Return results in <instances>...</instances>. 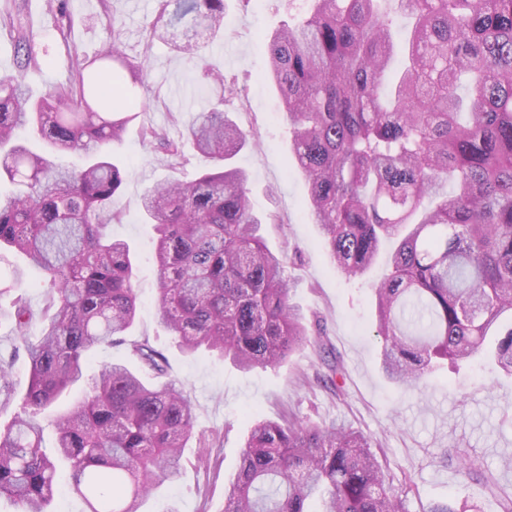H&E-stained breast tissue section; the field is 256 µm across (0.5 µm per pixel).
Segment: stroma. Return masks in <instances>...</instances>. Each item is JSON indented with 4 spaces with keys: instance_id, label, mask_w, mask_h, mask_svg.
I'll return each instance as SVG.
<instances>
[{
    "instance_id": "stroma-1",
    "label": "stroma",
    "mask_w": 512,
    "mask_h": 512,
    "mask_svg": "<svg viewBox=\"0 0 512 512\" xmlns=\"http://www.w3.org/2000/svg\"><path fill=\"white\" fill-rule=\"evenodd\" d=\"M303 4L249 0L243 7L227 0L223 36L195 31L202 60L238 77L240 94L225 108L244 131L255 135L256 143L239 154L237 163L249 176L254 213L278 217L277 223L263 225L262 234L272 249L290 255L286 274L294 284L292 303L307 322L321 321L327 346L342 360L344 378L337 393L317 380L325 371L317 343L303 346L278 367L245 371L208 352L182 353L158 322L153 229L144 222L140 199L155 184L193 179L207 161L189 149L180 163L169 164L143 141L140 129L149 124L178 136L197 113L224 95L222 87L202 83L199 62L176 50L192 28L190 22L153 40L149 31L158 0H0V16L8 11L18 15L30 34L29 48L38 60L26 78L33 96L66 81L71 53L94 57L109 40L126 57L147 65L141 114L127 126L122 142L112 146V160L124 180L116 199L120 221L109 230L128 241L136 255L133 284L139 305L131 338L149 339L166 354L169 380L195 408L193 437L206 440L208 449L201 460L196 448H187L179 473L144 508L160 512L170 503L178 512H222L252 425L245 413L254 409L275 421L342 422L371 435L394 489L406 495L411 512H425L431 503L447 500L465 512H500L498 492H512V468L502 462L503 451H512V376L477 361L443 365L421 391L390 383L380 370L381 342L369 287L383 276L386 264L377 261L366 278L346 279L331 267L323 236L309 216L307 186L289 151L288 128L278 118L277 94L261 79L268 69L270 35ZM3 362L12 365L14 397L0 406V430L22 412L28 381L25 351L12 323L4 319ZM454 447L466 450L493 475L497 493L458 475L455 459L443 457L444 449Z\"/></svg>"
}]
</instances>
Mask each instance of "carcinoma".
I'll return each mask as SVG.
<instances>
[{"instance_id":"cac0c4a2","label":"carcinoma","mask_w":512,"mask_h":512,"mask_svg":"<svg viewBox=\"0 0 512 512\" xmlns=\"http://www.w3.org/2000/svg\"><path fill=\"white\" fill-rule=\"evenodd\" d=\"M306 2L270 36L266 79L330 264L359 278L390 247L389 274L372 285L383 373L420 389L440 362L487 355L512 376V0ZM225 9L226 0H159L150 37L187 17L216 36ZM402 18L406 64L392 74ZM13 32L24 54L0 78V176L15 185L0 193V246L39 268L49 291L34 340L23 295L0 308L28 360L23 413L0 431V497L49 512L62 460L89 512H141L179 472L194 408L174 382L152 385L122 360L89 378L84 368L95 346L126 343L136 317L131 248L108 232L122 173L106 148L137 118L128 99L119 111L122 84H144L146 66L106 45L92 59L73 55L68 81L35 98L29 38L20 23ZM21 131L82 163L52 162L20 143ZM141 137L170 162L188 147L212 162L140 201L156 232L160 323L188 354L244 370L286 360L310 330L290 301L288 253L260 234L266 219L233 164L253 138L221 102L177 138L151 125ZM130 355L165 374L148 340ZM79 383L86 394L56 414L50 456L35 414ZM372 448L341 422L256 415L224 512H410Z\"/></svg>"}]
</instances>
